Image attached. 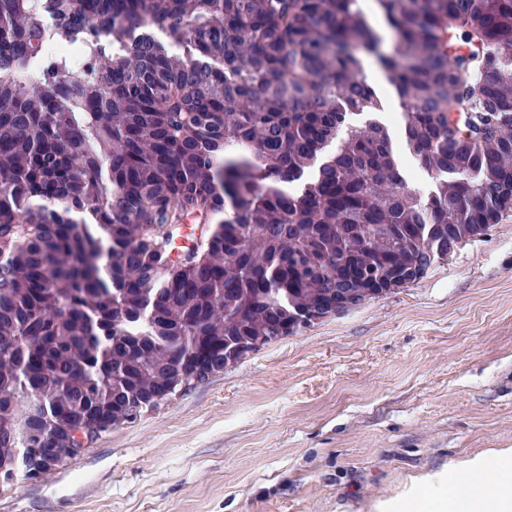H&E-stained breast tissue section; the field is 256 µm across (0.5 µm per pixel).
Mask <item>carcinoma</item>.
Listing matches in <instances>:
<instances>
[{"label": "carcinoma", "instance_id": "cac0c4a2", "mask_svg": "<svg viewBox=\"0 0 512 512\" xmlns=\"http://www.w3.org/2000/svg\"><path fill=\"white\" fill-rule=\"evenodd\" d=\"M375 10L390 50L359 0H0V73L21 74L0 82V428L75 447L155 409L195 340L294 334L386 234L424 273L442 230L512 212V0ZM47 14L78 55L45 51ZM369 58L425 198L371 118ZM192 213L217 232L175 256ZM22 447L0 432V468Z\"/></svg>", "mask_w": 512, "mask_h": 512}]
</instances>
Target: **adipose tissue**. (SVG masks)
I'll return each instance as SVG.
<instances>
[{"label": "adipose tissue", "mask_w": 512, "mask_h": 512, "mask_svg": "<svg viewBox=\"0 0 512 512\" xmlns=\"http://www.w3.org/2000/svg\"><path fill=\"white\" fill-rule=\"evenodd\" d=\"M490 468L497 473V485L486 491L482 483ZM410 512H512V455L497 456L487 465L453 468L447 487L426 485Z\"/></svg>", "instance_id": "adipose-tissue-1"}]
</instances>
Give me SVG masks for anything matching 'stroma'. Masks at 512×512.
<instances>
[{"label":"stroma","instance_id":"1","mask_svg":"<svg viewBox=\"0 0 512 512\" xmlns=\"http://www.w3.org/2000/svg\"><path fill=\"white\" fill-rule=\"evenodd\" d=\"M512 454V214L413 285L0 485V512H396Z\"/></svg>","mask_w":512,"mask_h":512}]
</instances>
